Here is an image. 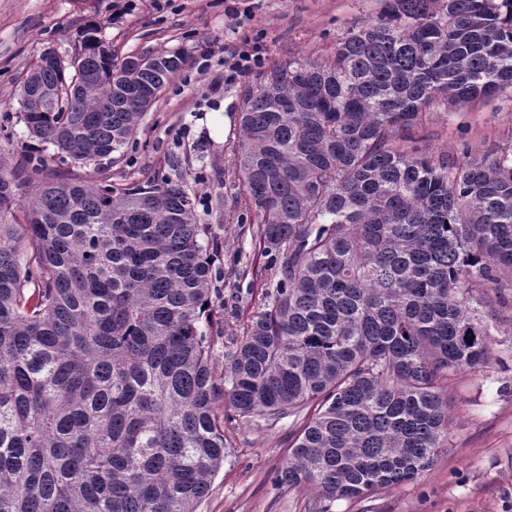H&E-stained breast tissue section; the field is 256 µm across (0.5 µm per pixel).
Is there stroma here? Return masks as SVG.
I'll list each match as a JSON object with an SVG mask.
<instances>
[{"label": "stroma", "mask_w": 512, "mask_h": 512, "mask_svg": "<svg viewBox=\"0 0 512 512\" xmlns=\"http://www.w3.org/2000/svg\"><path fill=\"white\" fill-rule=\"evenodd\" d=\"M251 17L227 13L225 0H0V115L20 109L23 75L46 49L71 58L91 22L115 60L183 55L182 70L145 112L136 144L114 163L113 185L143 178L174 162L196 211L218 244L221 277L208 329L216 376L224 374L231 334L242 333L265 302L266 259L259 226L228 224L235 203L225 188L206 210L216 177L228 170L238 140V94L253 73L224 82V56L242 41H260L265 65L293 55H329L344 29L375 15L381 0H235ZM512 134V93L449 111H431L415 132L434 153L458 155L461 142L484 147ZM22 122L0 125V167L37 151ZM499 357L480 372H459L445 384L448 436L430 470L416 481L353 499H320L308 485L280 488L274 471L288 458L301 418L270 423L260 416L224 424V465L197 512H512V334L492 339Z\"/></svg>", "instance_id": "obj_1"}]
</instances>
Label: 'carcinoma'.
<instances>
[{"mask_svg":"<svg viewBox=\"0 0 512 512\" xmlns=\"http://www.w3.org/2000/svg\"><path fill=\"white\" fill-rule=\"evenodd\" d=\"M25 75L31 137L65 162H116L184 64L100 48ZM83 80L76 92L72 85ZM512 91V0H383L327 58L294 55L239 96L236 221L257 219L272 290L212 373L202 319L210 227L181 179L51 181L12 222L43 154L0 168V512H196L224 465L219 401L310 415L279 487L355 498L423 475L448 434V372L492 358L512 294V136L459 155L411 145L437 104ZM36 102L26 103L31 93Z\"/></svg>","mask_w":512,"mask_h":512,"instance_id":"obj_1","label":"carcinoma"}]
</instances>
